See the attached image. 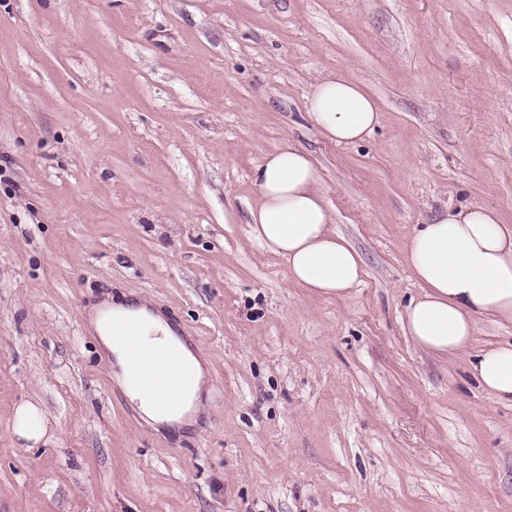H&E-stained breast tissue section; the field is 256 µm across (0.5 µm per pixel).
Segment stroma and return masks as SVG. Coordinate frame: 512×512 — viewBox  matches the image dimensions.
Masks as SVG:
<instances>
[{
    "instance_id": "obj_1",
    "label": "stroma",
    "mask_w": 512,
    "mask_h": 512,
    "mask_svg": "<svg viewBox=\"0 0 512 512\" xmlns=\"http://www.w3.org/2000/svg\"><path fill=\"white\" fill-rule=\"evenodd\" d=\"M338 73L379 108L358 145L304 117ZM288 140L363 257L346 298L250 234ZM462 203L512 224V0H0V512H512V404L402 325L405 241ZM108 294L205 357L185 434L113 382ZM13 432L28 442H40L46 433L40 409L31 403H24L16 407L14 411Z\"/></svg>"
}]
</instances>
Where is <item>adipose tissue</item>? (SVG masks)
Instances as JSON below:
<instances>
[{
  "label": "adipose tissue",
  "instance_id": "1",
  "mask_svg": "<svg viewBox=\"0 0 512 512\" xmlns=\"http://www.w3.org/2000/svg\"><path fill=\"white\" fill-rule=\"evenodd\" d=\"M306 116L335 145L365 141L379 122L374 98L344 74L311 85ZM251 182L258 197L251 233L284 261L291 284L328 299L346 297L361 284L363 259L334 230V215L306 151L287 142L266 153ZM406 258L421 286L404 311L406 336L434 357L468 355L478 386L512 403V341L474 346L477 316L512 324V225L502 223L495 208L462 204L420 225L408 240ZM94 324L128 398L152 422L186 425L184 413L164 410L168 388L187 383L193 404H200L203 358L144 302L108 303Z\"/></svg>",
  "mask_w": 512,
  "mask_h": 512
}]
</instances>
